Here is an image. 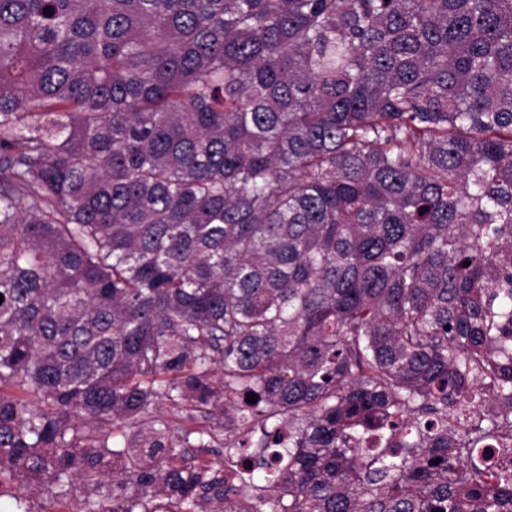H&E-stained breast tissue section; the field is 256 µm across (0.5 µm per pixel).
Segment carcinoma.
Masks as SVG:
<instances>
[{
    "label": "carcinoma",
    "mask_w": 512,
    "mask_h": 512,
    "mask_svg": "<svg viewBox=\"0 0 512 512\" xmlns=\"http://www.w3.org/2000/svg\"><path fill=\"white\" fill-rule=\"evenodd\" d=\"M0 295L15 502L512 512V0H0Z\"/></svg>",
    "instance_id": "1"
}]
</instances>
